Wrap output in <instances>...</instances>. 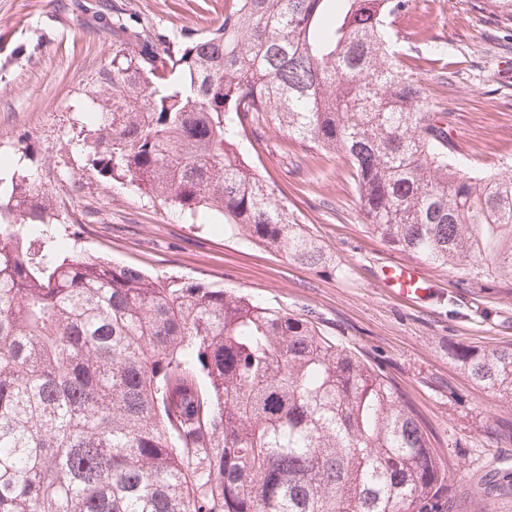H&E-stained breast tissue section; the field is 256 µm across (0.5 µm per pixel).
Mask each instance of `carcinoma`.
Here are the masks:
<instances>
[{"label": "carcinoma", "instance_id": "1", "mask_svg": "<svg viewBox=\"0 0 512 512\" xmlns=\"http://www.w3.org/2000/svg\"><path fill=\"white\" fill-rule=\"evenodd\" d=\"M407 0H231L207 34L159 45L120 20L104 72L102 171L310 267L328 263L240 160L270 116L353 167L392 248L512 284V171L451 160L394 49ZM48 189L0 178V512H429L427 431L382 374L308 318L21 228ZM459 366L512 399V346Z\"/></svg>", "mask_w": 512, "mask_h": 512}]
</instances>
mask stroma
<instances>
[{
	"instance_id": "1",
	"label": "stroma",
	"mask_w": 512,
	"mask_h": 512,
	"mask_svg": "<svg viewBox=\"0 0 512 512\" xmlns=\"http://www.w3.org/2000/svg\"><path fill=\"white\" fill-rule=\"evenodd\" d=\"M0 0V156L50 188L55 209L32 232L156 275L232 289L317 322L395 387L445 466L441 512H512V403L482 389L454 350L512 344V286L422 270L429 301L394 298L378 278L409 256L383 242L360 211L349 162L291 140L262 121L243 157L325 247L332 265L309 269L243 239L223 219L193 222L173 204L91 164L86 120L124 40L102 29L120 17L156 42L224 20V0ZM396 48L436 112L448 115L458 159L477 170L512 163V14L496 0H408Z\"/></svg>"
}]
</instances>
